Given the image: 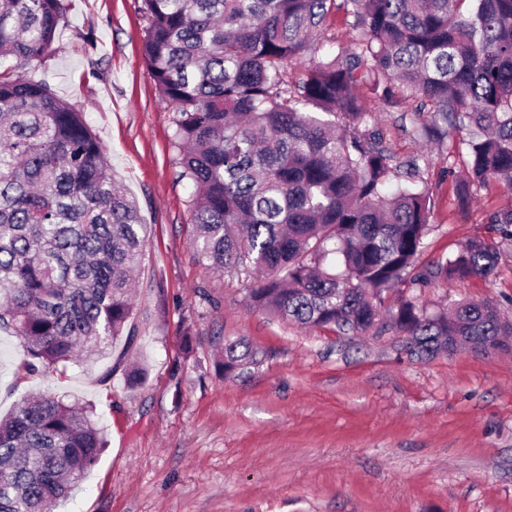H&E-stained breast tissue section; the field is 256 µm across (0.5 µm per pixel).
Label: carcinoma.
Segmentation results:
<instances>
[{
  "mask_svg": "<svg viewBox=\"0 0 512 512\" xmlns=\"http://www.w3.org/2000/svg\"><path fill=\"white\" fill-rule=\"evenodd\" d=\"M72 0H0V329L31 361L93 364L136 336L134 273L147 224L112 177L83 112L22 70L52 57ZM336 0H141L143 59L173 113L178 179L192 188L198 262L250 277L254 308L305 328L400 333L429 360L456 341L512 336L488 301L429 312L410 284L495 275L512 242V206L488 217L500 241L474 239L413 274L431 205L414 158L399 161L356 90L415 89L412 131L463 133L466 182L512 191V0H342L362 40L296 81ZM245 337L224 340V373L256 364ZM107 445L91 410L29 395L0 418V512H45Z\"/></svg>",
  "mask_w": 512,
  "mask_h": 512,
  "instance_id": "cac0c4a2",
  "label": "carcinoma"
}]
</instances>
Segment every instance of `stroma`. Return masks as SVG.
<instances>
[{"label": "stroma", "mask_w": 512, "mask_h": 512, "mask_svg": "<svg viewBox=\"0 0 512 512\" xmlns=\"http://www.w3.org/2000/svg\"><path fill=\"white\" fill-rule=\"evenodd\" d=\"M140 4L74 0L51 60L24 69L84 112L150 232L127 356L149 368L142 387L129 388L110 355L62 373L25 372L20 340L0 330L1 415L41 393L92 406L106 429L99 462L52 512H512V350L418 361L390 331L304 329L250 309L244 277L197 261L173 114L142 56ZM359 37L344 10H332L294 76ZM87 38L94 53L84 51ZM359 94L393 152L418 159L433 211L418 268L493 238L487 218L511 205L512 193L488 181L460 212V181L447 173L460 164L459 139L412 140L397 122L408 101L388 103L365 87ZM415 294L430 310L489 300L512 320V247L502 248L494 278L435 282ZM228 336L257 348L251 373L219 366Z\"/></svg>", "instance_id": "stroma-1"}]
</instances>
